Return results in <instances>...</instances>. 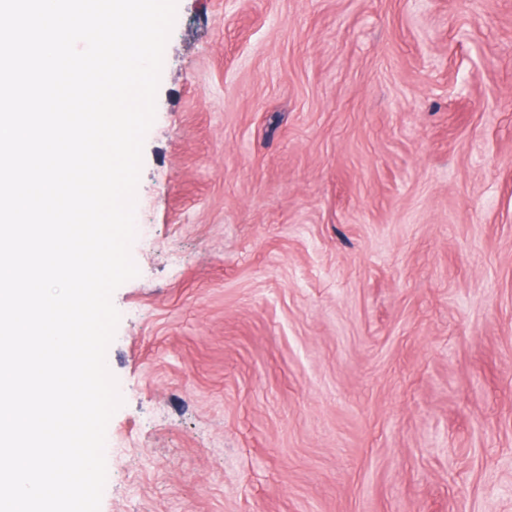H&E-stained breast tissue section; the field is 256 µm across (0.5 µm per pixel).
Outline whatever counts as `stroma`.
<instances>
[{
  "instance_id": "35a3bbf8",
  "label": "stroma",
  "mask_w": 512,
  "mask_h": 512,
  "mask_svg": "<svg viewBox=\"0 0 512 512\" xmlns=\"http://www.w3.org/2000/svg\"><path fill=\"white\" fill-rule=\"evenodd\" d=\"M100 512H512V0H178Z\"/></svg>"
}]
</instances>
